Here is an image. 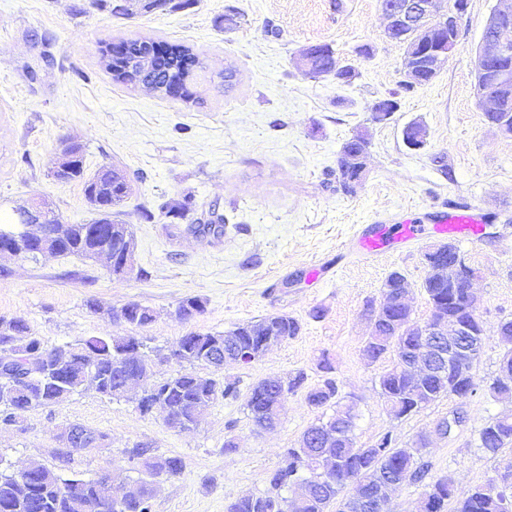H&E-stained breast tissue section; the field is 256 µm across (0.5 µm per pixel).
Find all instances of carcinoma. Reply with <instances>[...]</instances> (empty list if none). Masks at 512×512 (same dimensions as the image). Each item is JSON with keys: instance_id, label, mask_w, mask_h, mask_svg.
I'll return each instance as SVG.
<instances>
[{"instance_id": "carcinoma-1", "label": "carcinoma", "mask_w": 512, "mask_h": 512, "mask_svg": "<svg viewBox=\"0 0 512 512\" xmlns=\"http://www.w3.org/2000/svg\"><path fill=\"white\" fill-rule=\"evenodd\" d=\"M124 45L127 52L122 58H105L106 69L115 81L133 82L124 70L130 67L132 59L149 48L151 52L147 53L146 61L154 79L144 80L142 85L164 96L174 85L182 89L179 98L192 99L187 78L199 59L190 48L151 38L129 39ZM310 54V77L333 75L341 83L352 82L354 69L349 65L336 67L337 59L329 45H317L310 49ZM367 146L368 141L361 135L353 136L343 145L337 163L338 181L343 191H351L352 184L359 180L355 161L367 153ZM68 151L71 156L69 172L59 181L82 184L84 196L98 218L89 224H64L49 204L35 206L41 229L50 242V252L88 258L97 249L106 248L112 255L123 258L124 250L133 244L132 232L130 225L112 219V213H121V207L129 199L132 191L129 181L114 167H103L87 178L83 147L75 142L69 145ZM160 217L186 220L187 229L194 233H224V216L213 212L207 219L196 216V208L189 198L164 204ZM16 239L24 242L23 257L34 258L43 253V247L29 241L20 229L0 228V243ZM410 289L404 274L394 271L388 275L383 285V305L370 308L374 326L364 346V353L372 362L391 352L395 355L392 365L379 374L378 387L380 397L397 419L419 413L444 396L463 401L474 393L462 379L433 369L415 378L402 366L401 358L417 348L419 322L409 304L403 301ZM421 289L432 311L441 309L468 324L475 334L485 335L478 311L464 300V289L448 287V271L426 277ZM204 310V300L192 296L179 302L176 314L183 320H190ZM112 320L142 328L155 320V313L151 307L133 302L112 309ZM300 330L299 321L293 317L268 315L222 333L191 331L180 338L174 356L176 361L192 367H217L244 350H258L264 338L286 341L297 336ZM146 348L142 337L112 335L92 336L75 344L48 348L40 337L31 333L24 320L0 316V425H16L25 413L60 406L82 391L92 390L111 400L123 397L128 376L148 378L150 366L144 352ZM16 355L42 358L39 371L24 381L18 380L20 368L11 363ZM306 380L303 371L287 378L268 377L243 396L236 380L223 382L186 370L152 384L145 390V396L138 399L137 408L147 414L149 402L163 403L171 411L167 424L188 429L218 401L233 402L243 396L250 421L262 428L281 418V408L288 395L305 390L307 404L322 410L320 417L304 431L298 447L287 449L283 465L269 478L271 491L244 496L228 505L227 512H329L336 500L339 501L336 512H370L366 502L388 498L396 490L394 482L402 486L415 485L425 479L428 466L420 461L424 446H417L414 453L398 448L389 433L372 445L357 444L356 408L339 396L336 381L326 378L320 384L307 387ZM61 431L74 437L71 451L59 455L66 465L87 449L100 447L107 439L106 433L79 423H68ZM478 439L484 452L491 455L511 447L512 417L486 421L478 430ZM128 456L136 463L140 474L137 482L143 489L135 497L112 501V512H153L156 479L182 473L184 461L179 456H157L145 444L134 445L128 450ZM326 474L334 476V483L324 482ZM303 481L312 483L313 490L297 508L292 498L282 495L281 491L291 493ZM354 482L358 483V494L340 497L345 486ZM67 488L75 489L76 494L65 493ZM108 493L109 489L98 478L85 479L75 471L64 478L41 466L29 479L28 493L23 494L14 479L0 471V512H81L82 504L96 502ZM422 498L424 512H443L450 500L455 501V512H512V487L507 483L500 494L493 495L485 483L474 489L459 490L448 478L440 477L424 485Z\"/></svg>"}]
</instances>
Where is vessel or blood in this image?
Here are the masks:
<instances>
[{
	"label": "vessel or blood",
	"instance_id": "vessel-or-blood-1",
	"mask_svg": "<svg viewBox=\"0 0 512 512\" xmlns=\"http://www.w3.org/2000/svg\"><path fill=\"white\" fill-rule=\"evenodd\" d=\"M486 225L481 210L472 205L442 203L435 206L430 223L405 220L393 226L375 225L358 233L353 243L363 258L381 255L395 246H410L432 236L456 238L468 243L481 242Z\"/></svg>",
	"mask_w": 512,
	"mask_h": 512
}]
</instances>
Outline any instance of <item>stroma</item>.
<instances>
[{"mask_svg":"<svg viewBox=\"0 0 512 512\" xmlns=\"http://www.w3.org/2000/svg\"><path fill=\"white\" fill-rule=\"evenodd\" d=\"M122 4L128 14H114ZM495 4L469 0L447 65L408 91L405 47L386 37L380 0H171L148 12L138 0H0V225L40 200L63 223L94 219L81 184L52 175L59 144L73 140L84 148L87 175L114 165L130 179L121 218L144 272L118 277L76 255L11 260L8 275L0 276V316L25 320L50 348L106 334L144 336L152 378L161 381L182 371L169 354L185 333L224 332L285 313L299 320L298 336L251 364L207 367L204 375L239 380L245 391L301 370L313 385L326 356L341 393L356 401L358 443L388 433L397 445L411 446L425 436L429 479L448 476L464 489L512 474V447L490 455L476 435L487 420L512 415V399L488 391L504 351L498 325L512 319V137L487 123L474 89ZM138 37L182 44L198 56L192 101L113 80L103 49ZM316 44L355 68L351 83L305 75L300 53ZM364 46L370 57L360 55ZM228 68L236 71L229 85ZM381 98L398 100L400 108L376 123L371 107ZM415 121L428 130L421 150L403 141V128ZM358 133L370 140L368 173L345 194L336 179L338 153ZM188 196L198 211L223 214V236H198L140 214L141 207L155 210ZM443 200L478 206L487 223L483 242L459 245L476 270L486 334L476 390L465 401L443 399L397 419L378 394L386 360L370 361L363 352L371 330L367 307L380 303L387 276L398 271L414 286L409 304L416 320L427 321L431 309L420 285L434 240L371 260L347 244L358 228L410 209L422 217ZM315 264L324 267L317 282L308 278ZM190 296L206 308L184 321L175 309ZM91 299L102 313L87 308ZM131 302L153 308L155 321L138 329L106 316V309ZM456 410L464 422L449 436L436 434L438 422ZM316 416L299 392L269 430L252 425L242 402L220 401L197 426L179 431L161 413L143 415L134 402L88 391L27 413L21 425L0 427V462L60 470L54 437L62 425L79 423L109 436L105 446L75 458L72 468L84 478L130 474L126 451L145 443L185 463L181 475L158 478L153 512H225L240 497L268 491L269 472ZM230 438L237 448L228 453Z\"/></svg>","mask_w":512,"mask_h":512,"instance_id":"1","label":"stroma"}]
</instances>
